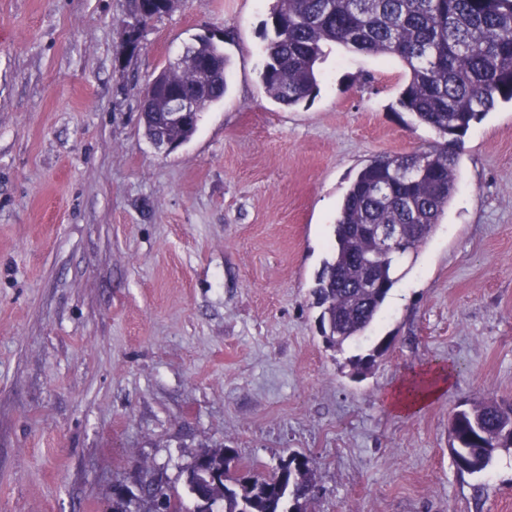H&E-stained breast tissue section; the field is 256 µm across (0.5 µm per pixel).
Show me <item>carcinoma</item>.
Listing matches in <instances>:
<instances>
[{"mask_svg":"<svg viewBox=\"0 0 512 512\" xmlns=\"http://www.w3.org/2000/svg\"><path fill=\"white\" fill-rule=\"evenodd\" d=\"M131 18L141 26L169 10L168 0H129ZM272 36L260 73L264 93L288 108L315 97L316 64L322 47L337 43L357 52L392 56L408 69L398 104L432 128L437 141L407 155L369 161L347 190L333 225L330 257L313 294L327 342L341 351L377 320L400 260L415 258L431 239L455 193L458 158L471 125L500 102H512V0H274ZM197 53L213 68L203 83L198 69H164L162 77L186 91L206 90L205 106L224 98L229 58L224 49L199 38ZM145 133L187 141L199 117L182 127L162 129V113L144 99ZM367 224H417L398 249L375 268L378 291L360 287L363 263L375 251ZM387 352L379 343L351 358V377L363 378ZM449 453L461 473L484 472L502 450L512 448V408L487 399L452 414ZM238 451L214 449L211 467L224 471L222 487L203 488V475L186 471L189 493L204 490L208 512H306V489L316 483L308 459L270 472L241 471Z\"/></svg>","mask_w":512,"mask_h":512,"instance_id":"carcinoma-1","label":"carcinoma"}]
</instances>
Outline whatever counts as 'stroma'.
Masks as SVG:
<instances>
[{"instance_id":"35a3bbf8","label":"stroma","mask_w":512,"mask_h":512,"mask_svg":"<svg viewBox=\"0 0 512 512\" xmlns=\"http://www.w3.org/2000/svg\"><path fill=\"white\" fill-rule=\"evenodd\" d=\"M273 0H183L128 51V0H0V512H110L138 475L187 497L227 445L309 458L307 512H512V450L458 472L456 409L512 401V105L464 138L455 194L365 338L325 344L312 289L358 170L433 144L398 59L324 46L319 91L260 82ZM221 33L223 100L158 150L145 90ZM391 346L363 380L348 360ZM453 366L421 411L390 396Z\"/></svg>"}]
</instances>
